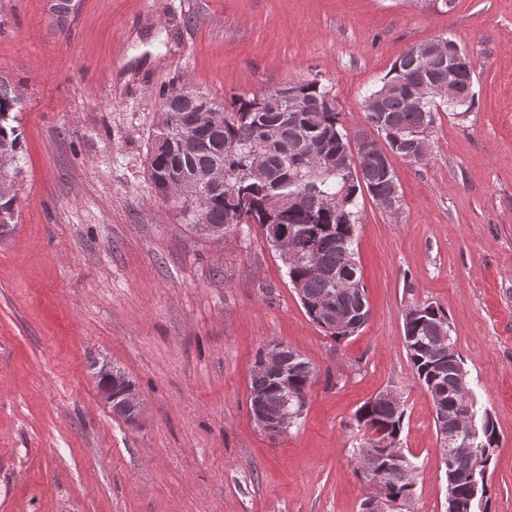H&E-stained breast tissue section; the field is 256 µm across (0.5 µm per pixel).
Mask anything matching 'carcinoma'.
<instances>
[{"label": "carcinoma", "mask_w": 512, "mask_h": 512, "mask_svg": "<svg viewBox=\"0 0 512 512\" xmlns=\"http://www.w3.org/2000/svg\"><path fill=\"white\" fill-rule=\"evenodd\" d=\"M454 75L458 96L451 98L444 85ZM427 83L419 107H411L410 89ZM389 91H384V88ZM298 91L308 105L292 121L284 102L273 94L261 97H235L229 105H217L223 114L221 125H210L209 113L189 104L172 90L162 96L161 123L148 150L152 183L164 177H177L170 184L191 185L195 176L214 173L221 185L211 196L193 190L179 201L183 215L198 232L216 240L234 232L241 224H257L267 244L278 248L271 238L275 229L291 246V256L283 260L291 285L307 315L333 339L354 335L367 322L369 308L364 286L355 263V232L358 199L368 192L372 199L399 194L392 164H383L377 153L351 157L350 140L336 111L334 99L317 79L298 82ZM386 92L378 111L365 113V120L383 129L388 156L415 163L427 159L430 140L420 137L422 123L436 121L440 112L452 116L468 114L475 105L473 74H453L451 64L441 58L419 62L407 49L392 64L381 83L367 92L371 97ZM21 104V97L0 80V147L17 155L21 133L9 123L10 112ZM315 153V165L302 164L303 156ZM359 165L363 181L353 178L351 161ZM265 166L264 177L254 179L249 171L255 162ZM16 196L0 195V226L14 220ZM344 320V326L326 324L322 306ZM418 318L405 316L403 343L418 382L431 397L436 432L443 441L457 435L460 382L468 373L465 360L448 341L450 352L432 353L441 337V326L448 319L433 305L413 308ZM314 369L300 353H287L281 369L272 374L252 375L250 398L259 395L293 410L307 399ZM406 410L380 395L366 401L355 420L362 431L355 455L375 459L384 472L383 485L396 494L408 486L404 470L414 465L408 455L400 464L392 463L386 451H399ZM373 432L389 441L387 448L365 438ZM500 436L495 419L486 425L482 446L473 452L457 451L445 464L446 477L462 504L469 499V474L482 471L492 461Z\"/></svg>", "instance_id": "cac0c4a2"}]
</instances>
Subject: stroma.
<instances>
[{"mask_svg": "<svg viewBox=\"0 0 512 512\" xmlns=\"http://www.w3.org/2000/svg\"><path fill=\"white\" fill-rule=\"evenodd\" d=\"M0 0V77L22 97L15 228L0 237V512H360L358 408L394 389L418 470L411 512H446L432 402L403 345L410 308L448 316L500 444L491 512H512V0ZM453 38L475 106L439 113L431 154L393 166L400 208L359 199L370 316L334 340L305 313L255 224L196 232L154 190L161 94L215 102L311 78L348 133L410 46ZM278 341L315 370L304 412L250 419L257 354ZM135 383L116 416L91 365ZM123 405L126 409V418L129 424L139 425L144 414V403L136 386L132 385L123 393Z\"/></svg>", "mask_w": 512, "mask_h": 512, "instance_id": "35a3bbf8", "label": "stroma"}]
</instances>
